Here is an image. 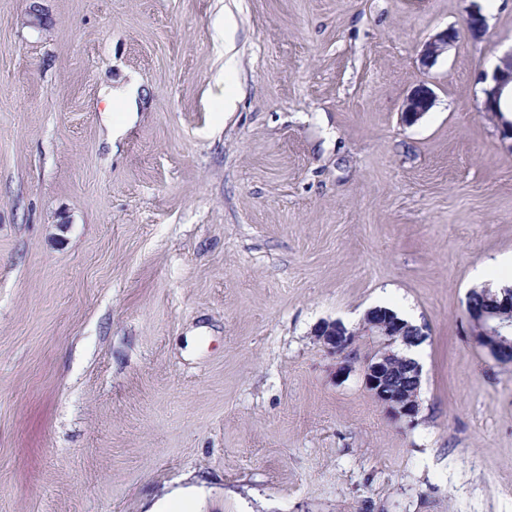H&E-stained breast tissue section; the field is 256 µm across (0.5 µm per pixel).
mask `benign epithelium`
<instances>
[{"label":"benign epithelium","instance_id":"7a95c632","mask_svg":"<svg viewBox=\"0 0 512 512\" xmlns=\"http://www.w3.org/2000/svg\"><path fill=\"white\" fill-rule=\"evenodd\" d=\"M464 31L473 38L486 35L487 23L480 9L468 11ZM459 37L460 31L448 29L426 42L422 50L424 61H435ZM487 80L492 86L484 89V109L487 112H498L502 90L512 84V55L503 59L491 74L485 73L480 78L482 82ZM431 105L432 93L429 89L421 88L413 92L404 104L406 120L417 121ZM502 293V298L486 299L479 306L466 304L465 317L470 325H484L483 335L474 337L476 343L488 348L496 359L510 362L512 340L509 336L512 335V325L505 322V319L512 316V288L504 289ZM363 329L374 336L380 334L383 338L380 348L362 366L365 387L393 416L414 423L419 413L422 366L409 357L401 363L397 362L391 347L397 342L406 347L417 344L420 330L395 313H386L380 308H373L365 314ZM316 336L340 360L339 370L347 372L352 369L355 333L341 322L332 321L323 323Z\"/></svg>","mask_w":512,"mask_h":512}]
</instances>
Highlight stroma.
Segmentation results:
<instances>
[{
  "label": "stroma",
  "instance_id": "stroma-1",
  "mask_svg": "<svg viewBox=\"0 0 512 512\" xmlns=\"http://www.w3.org/2000/svg\"><path fill=\"white\" fill-rule=\"evenodd\" d=\"M511 52L512 0H0V512H512V362L465 318L512 286ZM380 304L411 425L315 334L366 359ZM460 37V31L456 29H447L426 42L422 50L424 62H434L435 59L443 53L448 45L457 41ZM492 86L484 89L485 112H501L500 98L502 90L512 84V52L509 57L503 59L490 75ZM432 105V93L428 88L414 91L406 98L404 110L406 120L417 121ZM377 307L388 308L394 313L386 314L380 308H373L365 314L363 329L374 336L383 330L380 337L384 341L362 366L364 384L389 413L413 424L419 413L418 394L422 379V366L414 359H417L419 344H416L422 335L408 316L387 306ZM398 341L403 346H412L407 349L405 355L408 358H404L401 366L390 349ZM316 336L325 347L340 360L339 370L347 372L352 369L354 359L355 333L347 329L341 322H324L317 330Z\"/></svg>",
  "mask_w": 512,
  "mask_h": 512
}]
</instances>
